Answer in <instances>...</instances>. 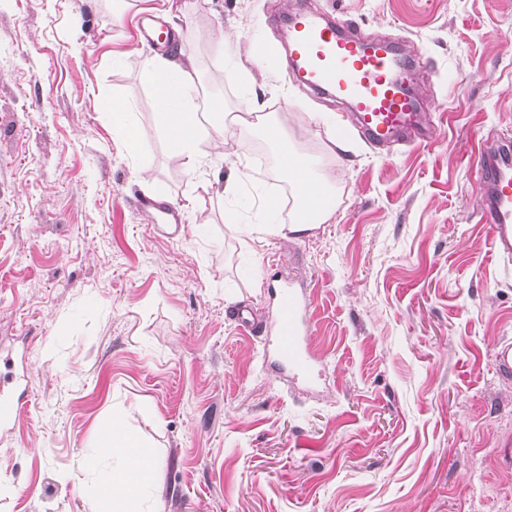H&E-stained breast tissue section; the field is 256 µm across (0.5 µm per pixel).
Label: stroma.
<instances>
[{
    "mask_svg": "<svg viewBox=\"0 0 512 512\" xmlns=\"http://www.w3.org/2000/svg\"><path fill=\"white\" fill-rule=\"evenodd\" d=\"M158 0H0V359L28 403L0 427V512H104L100 433L121 419L157 463L141 512H512V260L481 220L473 159L512 136V0H309L423 55L430 145L379 152L282 66L280 16L300 0H174L198 104L252 111L228 76L282 87L289 140L329 172L336 212L305 235L257 236L261 204L287 220L289 180L244 177L246 152L188 173L156 126L137 18ZM226 45H219V38ZM121 94L147 149L129 159L98 99ZM165 197L179 238L134 208ZM304 285L308 385L264 357L274 276Z\"/></svg>",
    "mask_w": 512,
    "mask_h": 512,
    "instance_id": "1",
    "label": "stroma"
}]
</instances>
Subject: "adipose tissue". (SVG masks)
I'll return each instance as SVG.
<instances>
[{"instance_id": "adipose-tissue-1", "label": "adipose tissue", "mask_w": 512, "mask_h": 512, "mask_svg": "<svg viewBox=\"0 0 512 512\" xmlns=\"http://www.w3.org/2000/svg\"><path fill=\"white\" fill-rule=\"evenodd\" d=\"M193 70L194 60L189 53L182 52L173 58L154 55L144 59L140 80L152 88L157 96L156 115L160 132L172 148L185 157L189 170L195 171L209 165L212 160L211 155L198 150L201 136H208L212 146L220 148L233 126L244 128L248 121L242 116L231 117L224 112L199 113ZM102 105L104 111L109 113L112 128L120 135L126 153L134 158L141 157L145 146L130 102L124 96L115 94L104 99ZM263 132L268 140L281 149L279 166L293 182L296 203L310 202L314 206V215L309 220L298 218L282 225L274 221L275 207L268 202L262 207L264 218L256 225V232H288L299 236L313 225L327 222L335 211L328 194L327 179L313 171L303 154L289 147L288 137L279 123L265 126ZM111 455L115 465L110 478L101 488L111 512H128L136 500L157 493V465L154 459L143 452L139 436L120 422L112 427Z\"/></svg>"}]
</instances>
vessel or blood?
I'll list each match as a JSON object with an SVG mask.
<instances>
[{
  "label": "vessel or blood",
  "mask_w": 512,
  "mask_h": 512,
  "mask_svg": "<svg viewBox=\"0 0 512 512\" xmlns=\"http://www.w3.org/2000/svg\"><path fill=\"white\" fill-rule=\"evenodd\" d=\"M285 65L293 80L331 91L359 136L375 147L426 140L428 127L413 86L420 60L389 38L357 32L345 18L297 8L287 17ZM476 166L485 187L483 220L498 255L512 257V141H485ZM266 345L275 364L307 383L317 379L309 349L307 297L288 279L277 280Z\"/></svg>",
  "instance_id": "obj_1"
}]
</instances>
